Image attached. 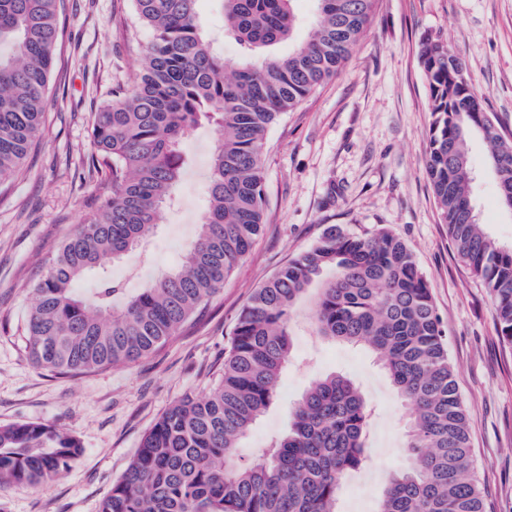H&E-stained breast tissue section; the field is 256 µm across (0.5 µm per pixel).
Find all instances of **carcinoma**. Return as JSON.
Wrapping results in <instances>:
<instances>
[{"label": "carcinoma", "mask_w": 512, "mask_h": 512, "mask_svg": "<svg viewBox=\"0 0 512 512\" xmlns=\"http://www.w3.org/2000/svg\"><path fill=\"white\" fill-rule=\"evenodd\" d=\"M153 40L145 72L117 86L94 114L96 156L109 169L96 210L66 238L32 284L25 330L32 361L57 375L90 373L146 357L172 337L249 254L263 226V148L269 128L344 66L376 0H314V27L293 39V0H223L224 31L245 50L227 59L203 30L199 0H132ZM61 0H0V182L27 159L44 127ZM431 122L426 170L458 260L486 288L499 340L512 347V246L478 224L467 140L488 146L501 204L512 210V149L487 111L465 112L456 51L423 38ZM204 122L218 146L208 206L178 265L132 294L104 280L75 288L118 263L153 231ZM311 297L316 334L369 351L408 407L407 457L379 512H486L471 448V421L448 357L430 284L405 241L327 225L317 242L256 288L238 313L224 369L203 397L172 403L141 438L98 512H337L344 473L366 460L371 409L359 386L315 377L289 412L288 430L239 462L243 438L277 397L293 349L291 322ZM82 453L64 429L0 425V483L39 487Z\"/></svg>", "instance_id": "1"}]
</instances>
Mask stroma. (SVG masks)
Masks as SVG:
<instances>
[{
	"label": "stroma",
	"mask_w": 512,
	"mask_h": 512,
	"mask_svg": "<svg viewBox=\"0 0 512 512\" xmlns=\"http://www.w3.org/2000/svg\"><path fill=\"white\" fill-rule=\"evenodd\" d=\"M426 36L462 56L483 107L512 133V0H377L343 69L271 128L263 153L266 224L223 289L139 362L61 377L29 357L30 284L92 214L106 178L91 163L93 115L116 86L140 79L152 40L132 0H64L43 133L26 165L0 185V424H54L75 435L83 451L47 486L0 485V512H97L162 412L183 395L210 391L254 289L309 249L328 224L357 234L385 227L412 249L448 332L487 512H512V348L497 337L485 288L454 254L427 176L429 87L418 55ZM216 146L207 124L186 143L172 205L121 264L119 284L127 291L176 266L190 247ZM487 154L482 139L470 140L475 206L484 231L510 246L512 213L499 204ZM293 334L278 396L240 455L254 461L260 443L287 430L291 406L314 377H351L373 416L367 461L345 475L337 509L350 512L361 490L369 512H378L405 458L406 409L369 352L316 336L309 306L299 310Z\"/></svg>",
	"instance_id": "obj_1"
}]
</instances>
